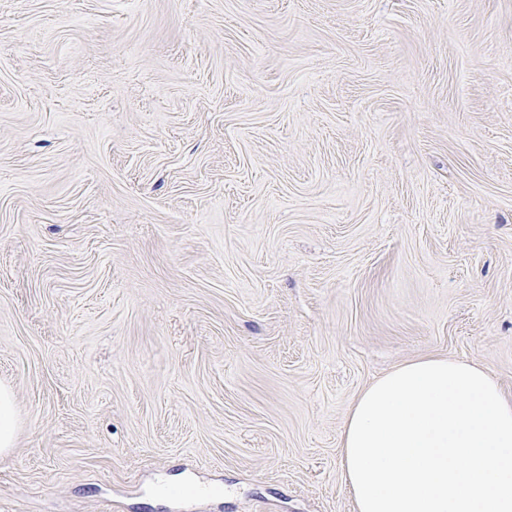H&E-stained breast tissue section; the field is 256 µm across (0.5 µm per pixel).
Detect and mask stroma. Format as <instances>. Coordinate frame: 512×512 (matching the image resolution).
<instances>
[{"label":"stroma","mask_w":512,"mask_h":512,"mask_svg":"<svg viewBox=\"0 0 512 512\" xmlns=\"http://www.w3.org/2000/svg\"><path fill=\"white\" fill-rule=\"evenodd\" d=\"M440 355L512 393V0H0V512H353ZM17 428L15 402L6 385H0V454L4 455L14 447Z\"/></svg>","instance_id":"stroma-1"}]
</instances>
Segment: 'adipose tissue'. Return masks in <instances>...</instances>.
Wrapping results in <instances>:
<instances>
[{
	"mask_svg": "<svg viewBox=\"0 0 512 512\" xmlns=\"http://www.w3.org/2000/svg\"><path fill=\"white\" fill-rule=\"evenodd\" d=\"M340 448L353 512H512V396L476 363L421 357L376 378Z\"/></svg>",
	"mask_w": 512,
	"mask_h": 512,
	"instance_id": "obj_1",
	"label": "adipose tissue"
}]
</instances>
